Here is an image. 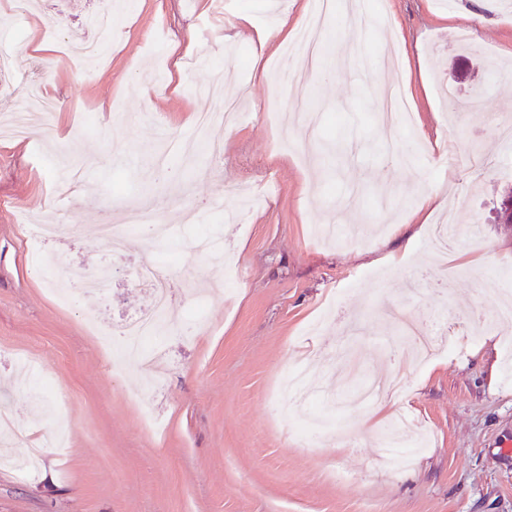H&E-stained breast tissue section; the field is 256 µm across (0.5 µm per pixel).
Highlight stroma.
I'll list each match as a JSON object with an SVG mask.
<instances>
[{
  "mask_svg": "<svg viewBox=\"0 0 512 512\" xmlns=\"http://www.w3.org/2000/svg\"><path fill=\"white\" fill-rule=\"evenodd\" d=\"M39 14L0 0V54L13 70L0 81L24 108L27 77L39 76L57 107L25 138L0 139V403L18 431L65 432L45 448L31 477L0 449V512H512V324L496 322L512 302V224L494 206L512 184V7L501 0H366L397 24L405 49V93L414 121L395 128L385 151L378 104L395 71L382 28L356 11L327 21L357 62L309 75L323 121L308 134V163L280 152L300 121L283 76L282 51L253 77V49L235 34L239 14L272 27L286 4L293 23L308 0H124L94 74L73 58L93 37L90 15L111 0H39ZM57 24L40 27L39 15ZM47 41L35 51L31 38ZM192 44V69H176L175 43ZM231 74L244 115L208 137L221 154L186 164L197 136L200 84ZM98 126L84 132L82 112ZM92 191L55 192L72 164ZM228 183L261 186L265 201L239 222L224 220ZM422 193L448 206L409 229L407 268L384 262L392 230ZM148 204L170 238L207 236L230 246L241 276L217 283L190 246L169 252L132 228L113 253L95 227L120 224ZM195 221L182 223L183 206ZM456 213L457 255L438 261L432 225ZM78 224L47 249L61 272L112 271L102 295L60 306L32 259L21 217ZM167 266L177 328L158 336L165 359L150 369L113 368L101 332L152 308L134 266ZM443 313L456 337L445 355L417 364L393 312ZM496 345H489V338ZM308 367L310 402L277 388ZM406 392L385 408L359 401L356 384L394 381ZM406 413L431 434L427 450L385 454L380 431Z\"/></svg>",
  "mask_w": 512,
  "mask_h": 512,
  "instance_id": "35a3bbf8",
  "label": "stroma"
}]
</instances>
